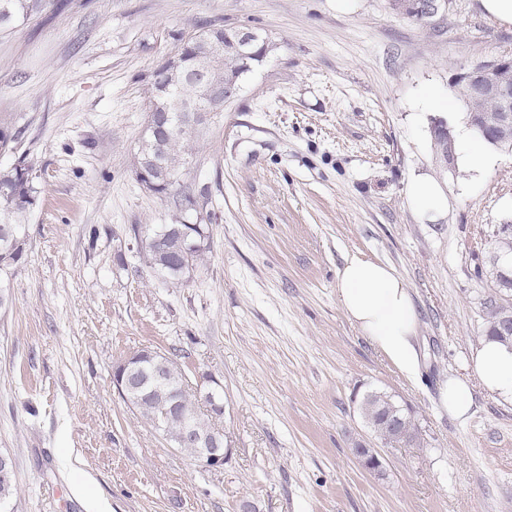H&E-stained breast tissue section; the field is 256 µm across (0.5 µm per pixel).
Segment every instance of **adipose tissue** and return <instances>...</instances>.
Listing matches in <instances>:
<instances>
[{
	"label": "adipose tissue",
	"mask_w": 512,
	"mask_h": 512,
	"mask_svg": "<svg viewBox=\"0 0 512 512\" xmlns=\"http://www.w3.org/2000/svg\"><path fill=\"white\" fill-rule=\"evenodd\" d=\"M336 296L362 336L403 375H418V313L409 288L391 265L361 257L345 260L336 272ZM472 361L483 386L512 401V347L482 340Z\"/></svg>",
	"instance_id": "1"
}]
</instances>
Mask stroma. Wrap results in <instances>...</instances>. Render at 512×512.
Returning <instances> with one entry per match:
<instances>
[{
	"instance_id": "obj_1",
	"label": "stroma",
	"mask_w": 512,
	"mask_h": 512,
	"mask_svg": "<svg viewBox=\"0 0 512 512\" xmlns=\"http://www.w3.org/2000/svg\"><path fill=\"white\" fill-rule=\"evenodd\" d=\"M241 25L276 50L248 73L193 143L190 179L209 202L186 215L207 250L176 288L152 273L134 231L172 223L140 185L143 77L200 23ZM512 56V25L477 0H448L422 27L389 0H64L0 31V168L27 154L38 201L27 252L0 310V450L15 465L14 512H512V403L471 368L492 295L494 233L512 220V154L472 179L442 166L430 128L467 125L454 77ZM450 99L451 107L433 105ZM438 181L448 207L407 196ZM358 256L391 265L420 316L408 379L336 300ZM189 380L224 387L232 440L220 470L172 449L112 386L144 348ZM469 379L464 422L437 384ZM381 390L409 407L422 444L375 446L358 410ZM408 197L412 206L431 216L441 213L446 206L441 186L428 177H417L409 185Z\"/></svg>"
}]
</instances>
